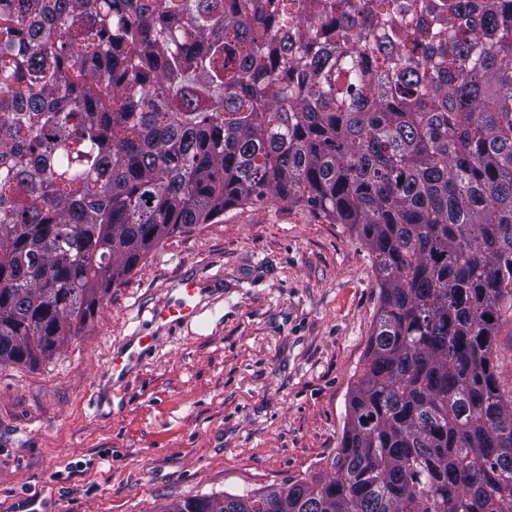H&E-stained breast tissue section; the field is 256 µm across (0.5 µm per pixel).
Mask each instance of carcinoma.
<instances>
[{"instance_id": "obj_1", "label": "carcinoma", "mask_w": 512, "mask_h": 512, "mask_svg": "<svg viewBox=\"0 0 512 512\" xmlns=\"http://www.w3.org/2000/svg\"><path fill=\"white\" fill-rule=\"evenodd\" d=\"M269 197L374 257L341 448L163 512H512V0H0V365ZM494 362L498 367L500 383L505 395L512 392V312L503 316L493 344Z\"/></svg>"}]
</instances>
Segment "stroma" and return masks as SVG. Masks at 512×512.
Returning a JSON list of instances; mask_svg holds the SVG:
<instances>
[{
    "label": "stroma",
    "mask_w": 512,
    "mask_h": 512,
    "mask_svg": "<svg viewBox=\"0 0 512 512\" xmlns=\"http://www.w3.org/2000/svg\"><path fill=\"white\" fill-rule=\"evenodd\" d=\"M188 279L193 317L168 318ZM379 306L367 248L303 205L164 238L60 354L0 365V512H161L326 472Z\"/></svg>",
    "instance_id": "stroma-1"
}]
</instances>
